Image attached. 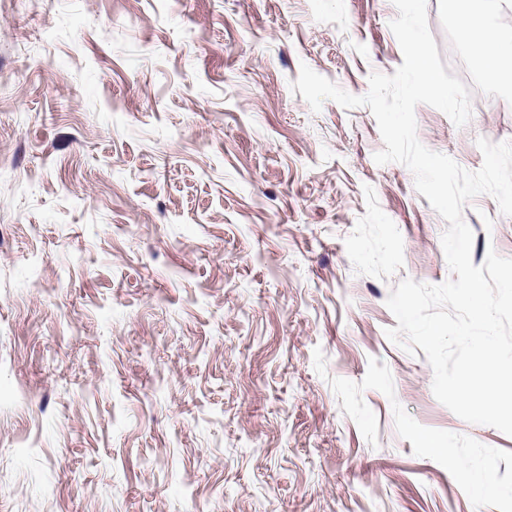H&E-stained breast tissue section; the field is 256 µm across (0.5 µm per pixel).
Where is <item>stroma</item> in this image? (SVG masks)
<instances>
[{
  "label": "stroma",
  "mask_w": 512,
  "mask_h": 512,
  "mask_svg": "<svg viewBox=\"0 0 512 512\" xmlns=\"http://www.w3.org/2000/svg\"><path fill=\"white\" fill-rule=\"evenodd\" d=\"M465 170L512 141L427 0ZM392 0H0V512H512V436L432 392L386 300L450 278L447 227L377 164L369 108L292 91L301 65L365 95L394 74ZM472 262L512 216L463 209Z\"/></svg>",
  "instance_id": "1"
}]
</instances>
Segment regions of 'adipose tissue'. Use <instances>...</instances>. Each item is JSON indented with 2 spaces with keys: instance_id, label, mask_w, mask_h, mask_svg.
I'll use <instances>...</instances> for the list:
<instances>
[{
  "instance_id": "obj_1",
  "label": "adipose tissue",
  "mask_w": 512,
  "mask_h": 512,
  "mask_svg": "<svg viewBox=\"0 0 512 512\" xmlns=\"http://www.w3.org/2000/svg\"><path fill=\"white\" fill-rule=\"evenodd\" d=\"M491 9L492 0H462L461 33L483 72L500 77L512 73V41L499 40L487 25Z\"/></svg>"
}]
</instances>
